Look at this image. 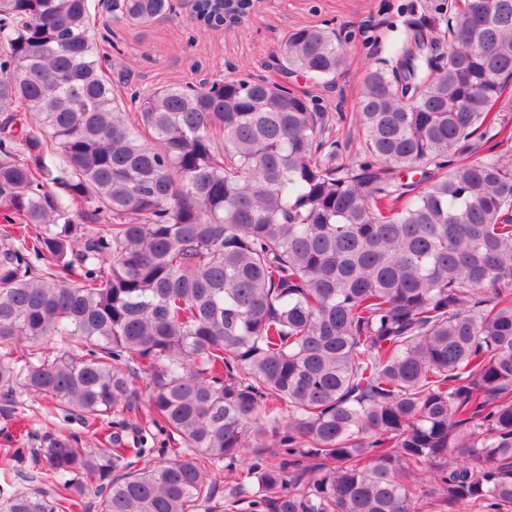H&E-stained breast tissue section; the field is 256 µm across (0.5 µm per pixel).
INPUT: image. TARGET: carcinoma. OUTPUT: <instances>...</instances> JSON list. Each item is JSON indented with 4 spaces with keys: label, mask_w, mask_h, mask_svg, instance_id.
<instances>
[{
    "label": "carcinoma",
    "mask_w": 512,
    "mask_h": 512,
    "mask_svg": "<svg viewBox=\"0 0 512 512\" xmlns=\"http://www.w3.org/2000/svg\"><path fill=\"white\" fill-rule=\"evenodd\" d=\"M211 2L198 22L221 31ZM108 9L148 24L171 0ZM94 10L0 0V392L103 421L143 374L177 447L140 467L124 421L98 450L46 435L0 512H512V159L471 157L512 137V0L434 4L448 52L414 26L369 70L362 154L336 167L322 108L265 79L124 111ZM347 65L332 30L286 35V75ZM249 448L255 491L215 499L203 460ZM503 136L494 139L473 140L475 153L473 158L488 154L502 155L505 158L512 156V139L502 141Z\"/></svg>",
    "instance_id": "carcinoma-1"
}]
</instances>
